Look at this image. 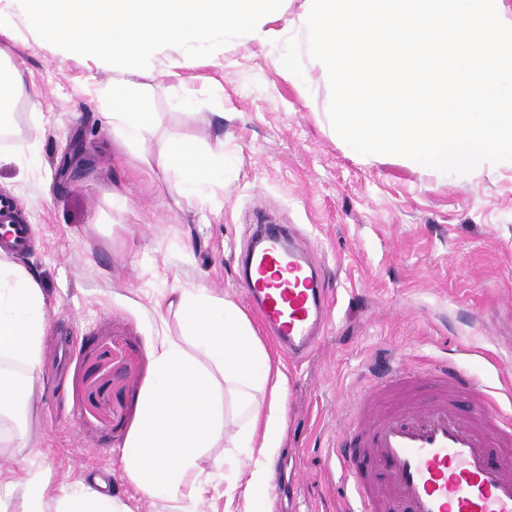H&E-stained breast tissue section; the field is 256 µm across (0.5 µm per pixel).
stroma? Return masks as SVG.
<instances>
[{
    "mask_svg": "<svg viewBox=\"0 0 512 512\" xmlns=\"http://www.w3.org/2000/svg\"><path fill=\"white\" fill-rule=\"evenodd\" d=\"M306 7L283 0L265 36L203 58L164 47L127 76L43 40L18 0H0V50L36 95L17 102L13 134L0 139V197L34 227L18 261L49 302L30 441L0 443V465L27 459L58 494L104 475L129 512H224L219 449L199 461L211 475L201 502L147 497L121 454L151 380V347L177 329L169 303L179 289L204 284L258 324L240 260L260 224L311 243L330 300L302 361L259 335L287 379L273 512H338L348 487L336 437L351 400L385 367L453 359L512 415V160L451 175L355 153L331 125L320 61L304 58L299 78L277 67L285 41L305 34ZM124 79L151 114L136 153L105 117ZM188 94L190 113L179 106ZM177 138L223 150V186L186 197L168 160Z\"/></svg>",
    "mask_w": 512,
    "mask_h": 512,
    "instance_id": "stroma-1",
    "label": "stroma"
}]
</instances>
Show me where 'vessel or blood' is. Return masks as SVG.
Returning a JSON list of instances; mask_svg holds the SVG:
<instances>
[{
    "label": "vessel or blood",
    "mask_w": 512,
    "mask_h": 512,
    "mask_svg": "<svg viewBox=\"0 0 512 512\" xmlns=\"http://www.w3.org/2000/svg\"><path fill=\"white\" fill-rule=\"evenodd\" d=\"M31 225L0 201V244L27 251ZM243 281L262 323L293 356L314 344L324 288L307 242L259 226ZM345 512H512V421L455 364L397 367L371 380L336 442Z\"/></svg>",
    "instance_id": "b4317fda"
}]
</instances>
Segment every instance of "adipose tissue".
Listing matches in <instances>:
<instances>
[{
    "mask_svg": "<svg viewBox=\"0 0 512 512\" xmlns=\"http://www.w3.org/2000/svg\"><path fill=\"white\" fill-rule=\"evenodd\" d=\"M108 118L137 147L151 128L133 85L112 90ZM170 165L187 194L224 183V154L177 139ZM47 299L37 276L0 256V421L15 422L6 438L26 447L18 425L41 372ZM178 332L161 336L151 351L153 374L136 425L122 451L128 477L159 500L201 499L210 478L198 467L204 449L220 448L229 489H241L243 512H270L269 489L282 430V375L273 374L247 316L231 301L198 284L182 289L174 312ZM247 449L245 486L231 451ZM0 482V512H128L114 498L88 490L54 494L42 472L20 463Z\"/></svg>",
    "mask_w": 512,
    "mask_h": 512,
    "instance_id": "1",
    "label": "adipose tissue"
}]
</instances>
